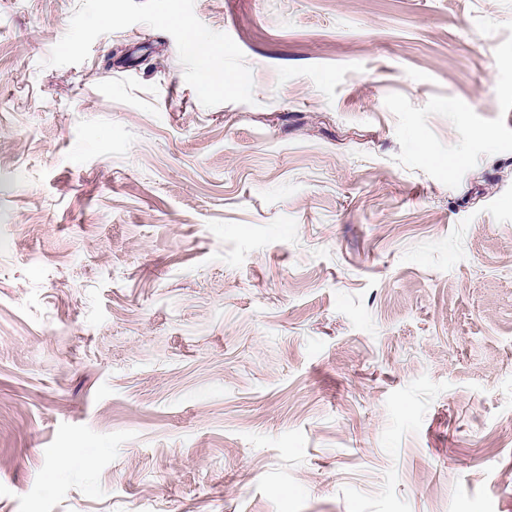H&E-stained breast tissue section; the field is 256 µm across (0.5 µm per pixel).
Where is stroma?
Returning a JSON list of instances; mask_svg holds the SVG:
<instances>
[{"label": "stroma", "instance_id": "1", "mask_svg": "<svg viewBox=\"0 0 512 512\" xmlns=\"http://www.w3.org/2000/svg\"><path fill=\"white\" fill-rule=\"evenodd\" d=\"M0 512H512V0H0ZM164 20L177 22L185 33L187 48L205 60L207 66L201 78L207 91L220 93L224 92L225 88L237 85L238 76L224 71V49L202 41L198 36L194 20L179 14H169L165 16Z\"/></svg>", "mask_w": 512, "mask_h": 512}]
</instances>
